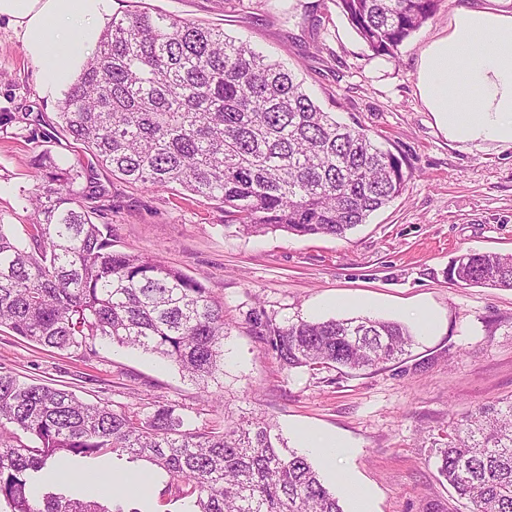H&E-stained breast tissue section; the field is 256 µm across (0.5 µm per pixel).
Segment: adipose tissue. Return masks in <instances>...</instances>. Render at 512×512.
Here are the masks:
<instances>
[{"label":"adipose tissue","mask_w":512,"mask_h":512,"mask_svg":"<svg viewBox=\"0 0 512 512\" xmlns=\"http://www.w3.org/2000/svg\"><path fill=\"white\" fill-rule=\"evenodd\" d=\"M111 13L112 0H0L53 95L76 78ZM415 83L448 138L512 144V9H458L448 34L422 50Z\"/></svg>","instance_id":"adipose-tissue-1"}]
</instances>
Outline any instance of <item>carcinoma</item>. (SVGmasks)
I'll return each instance as SVG.
<instances>
[{"mask_svg":"<svg viewBox=\"0 0 512 512\" xmlns=\"http://www.w3.org/2000/svg\"><path fill=\"white\" fill-rule=\"evenodd\" d=\"M440 0H336L377 56L395 55ZM143 8L112 15L97 48L58 104L0 113V131L24 124L52 142L59 129L112 178L144 189L178 185L216 203L224 223L248 233L344 237L402 195L400 160L365 129L321 109L284 63L228 35ZM41 182L28 243L0 217V329L36 348L96 352L108 342L155 354L207 396L224 392V303L155 256L113 248L112 184L95 167L62 165L51 149L34 159ZM458 286L512 289V254L468 252L448 267ZM252 323L289 370H362L413 344L399 322L372 317ZM34 446L9 443V428ZM437 470L470 512H512V400L453 423ZM273 423L224 416L199 429L175 403L139 410L80 398L69 384L23 381L0 370V503L4 512H123L125 495L98 483L90 465L144 461L180 483L191 512H344L310 459L282 451Z\"/></svg>","mask_w":512,"mask_h":512,"instance_id":"cac0c4a2","label":"carcinoma"}]
</instances>
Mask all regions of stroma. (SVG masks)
<instances>
[{
	"label": "stroma",
	"mask_w": 512,
	"mask_h": 512,
	"mask_svg": "<svg viewBox=\"0 0 512 512\" xmlns=\"http://www.w3.org/2000/svg\"><path fill=\"white\" fill-rule=\"evenodd\" d=\"M488 0H442L438 11L398 49L377 56L334 0H114V12L145 7L199 24L236 19L232 34L287 63L313 99L347 124L365 129L402 163V195L343 238L225 227L214 203L178 187L145 190L114 182L116 249L161 257L210 288L224 303V387L204 402L197 387L158 357L99 344L95 356L32 347L0 333V366L20 377L77 383L85 399L130 409L172 402L193 424L222 423L225 408L270 418L289 448L308 433L329 434L351 452L323 464L325 484L349 470L371 493L372 512H468L436 469V450L451 422L512 397V290L459 287L448 267L470 252L512 254V147L446 137L415 88L422 48L446 32L458 8ZM19 26L0 18V113L55 116ZM39 150L27 131L0 133V218L15 234L31 221L21 199L36 183ZM349 301L346 309L328 300ZM398 321L415 336L401 360L372 369L287 370L258 336L250 313L325 320L361 315ZM438 322L420 329L417 310ZM125 512H189L168 475L153 472L144 496L122 499Z\"/></svg>",
	"instance_id": "35a3bbf8"
}]
</instances>
